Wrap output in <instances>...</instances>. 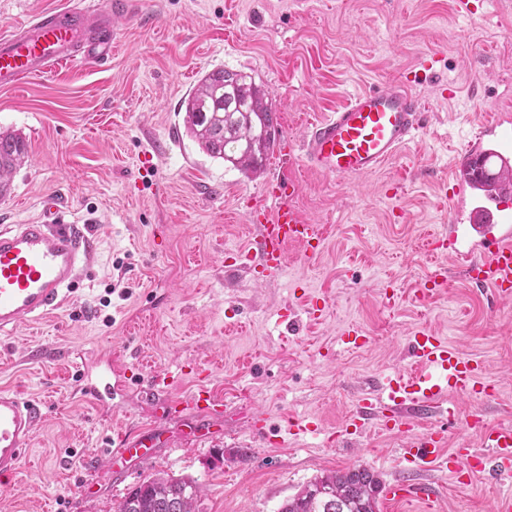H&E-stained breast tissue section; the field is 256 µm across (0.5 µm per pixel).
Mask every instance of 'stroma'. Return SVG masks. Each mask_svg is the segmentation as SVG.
Masks as SVG:
<instances>
[{
	"label": "stroma",
	"instance_id": "35a3bbf8",
	"mask_svg": "<svg viewBox=\"0 0 512 512\" xmlns=\"http://www.w3.org/2000/svg\"><path fill=\"white\" fill-rule=\"evenodd\" d=\"M139 2L140 17L120 25L110 65L63 66L0 90V129L20 134L28 149L0 199V225L37 220L42 197L53 195L96 239L75 299L0 339V390L41 400L47 412L16 486L0 490V512H116L130 489L166 474L198 481L199 512H273L314 477L354 466L390 481L405 471L397 435H352L332 447L313 432L278 445L255 439L251 418L260 410L278 423L314 415L339 428L361 390L409 365L416 327L480 358L494 387L489 402L458 399L449 447H479L464 422L476 410L512 422V303L425 250L427 236L448 223L444 197L457 152L483 121L512 118V0H492L471 20L456 14L454 0ZM430 52L436 63L413 86L423 127L369 177L337 181L277 152L248 177L184 132L185 97L218 68L252 74L280 136L295 138L350 95L417 72ZM445 83L454 98L439 96ZM403 167L402 192L388 199ZM273 176L298 181V209L325 225L326 240L312 260L288 245L284 274L257 283L224 258L249 242L245 213ZM438 263L448 267L446 290L417 301ZM300 281L326 299L320 318L300 306ZM116 283L120 292H110ZM389 286L400 294L392 307L383 302ZM288 308L292 327L281 317ZM349 321L364 329L365 347H340ZM80 348L112 351L143 372L208 367L230 407L222 423L195 435L180 421L157 422L154 400L136 391L116 415L101 413L75 394L69 356ZM118 419L137 431L158 428L166 446L113 472L93 466ZM86 480L96 484L89 496ZM433 480L444 512H490L495 498L512 494V476L464 486L441 474Z\"/></svg>",
	"mask_w": 512,
	"mask_h": 512
}]
</instances>
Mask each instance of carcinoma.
Returning a JSON list of instances; mask_svg holds the SVG:
<instances>
[{
	"label": "carcinoma",
	"instance_id": "cac0c4a2",
	"mask_svg": "<svg viewBox=\"0 0 512 512\" xmlns=\"http://www.w3.org/2000/svg\"><path fill=\"white\" fill-rule=\"evenodd\" d=\"M185 134L208 156L246 176L259 173L273 154L279 130L266 93L243 71L204 74L183 101ZM28 157L15 133L0 132V196ZM379 475L353 467L316 476L274 512H379ZM200 486L190 477H152L130 490L118 512H196Z\"/></svg>",
	"mask_w": 512,
	"mask_h": 512
}]
</instances>
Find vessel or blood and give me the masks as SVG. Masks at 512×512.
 I'll list each match as a JSON object with an SVG mask.
<instances>
[{
  "label": "vessel or blood",
  "mask_w": 512,
  "mask_h": 512,
  "mask_svg": "<svg viewBox=\"0 0 512 512\" xmlns=\"http://www.w3.org/2000/svg\"><path fill=\"white\" fill-rule=\"evenodd\" d=\"M137 14L135 0H69L64 8L34 14L24 25L0 34V88L20 87L63 65L110 59L119 21ZM410 84L405 77L351 95L335 112L311 121L300 139L281 141V154L299 156L308 169L339 180L373 175L422 125V107ZM454 168L457 176L448 182V229L436 236V247L458 265L469 283L490 289L499 300L511 301L512 210L506 202L512 198V127L481 128L475 143L459 151ZM299 190L296 180L270 178L247 213L256 233L239 256L258 279L282 273L289 244H300L310 258L324 249L321 225L307 222L297 208ZM41 206L39 222L0 225L3 335L65 305L94 261L95 242L85 226L66 221L53 196L43 197ZM447 286L446 270L436 268L417 289L416 298L431 299ZM409 351V366L362 393L354 411L339 430L329 433L327 441L335 446L344 436L375 425L404 434L399 453L406 474L388 484L386 497L397 504L419 505L422 512H441L429 472L447 470L449 479L460 485L486 473L511 474L512 422L474 419L471 426L480 437V448L449 447L442 422L455 415L450 398L489 396L485 365L463 354L447 337L423 327L411 331ZM76 368L80 399L109 412L118 410L135 386L154 398L159 419H178L193 410L196 418L190 428L196 432L224 414V399L211 389L208 370L196 364L180 369L196 383L185 398L169 395L166 375L131 372L108 354L79 353ZM44 418L41 402L17 390H0L1 487L15 480ZM423 420L430 421V428L412 437L413 427ZM270 421V414L255 415L252 432L257 439L273 433L283 441L318 428L313 417L288 420L276 430ZM154 454L149 433H120L99 464L110 470L126 459L148 460Z\"/></svg>",
  "instance_id": "1"
}]
</instances>
